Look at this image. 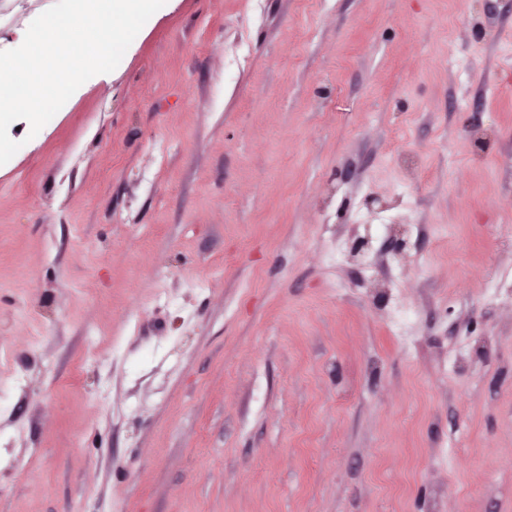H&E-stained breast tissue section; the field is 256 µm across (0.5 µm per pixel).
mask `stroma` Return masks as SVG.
<instances>
[{
    "instance_id": "35a3bbf8",
    "label": "stroma",
    "mask_w": 512,
    "mask_h": 512,
    "mask_svg": "<svg viewBox=\"0 0 512 512\" xmlns=\"http://www.w3.org/2000/svg\"><path fill=\"white\" fill-rule=\"evenodd\" d=\"M29 130L0 512H512V0H166Z\"/></svg>"
}]
</instances>
